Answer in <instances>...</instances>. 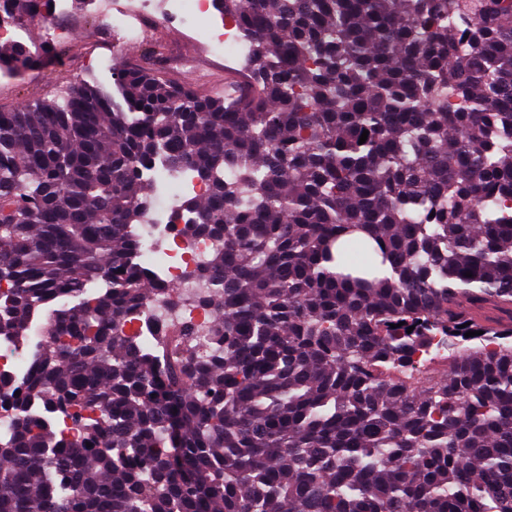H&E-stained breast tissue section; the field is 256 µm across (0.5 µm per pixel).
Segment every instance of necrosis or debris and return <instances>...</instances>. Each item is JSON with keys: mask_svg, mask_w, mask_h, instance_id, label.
Masks as SVG:
<instances>
[{"mask_svg": "<svg viewBox=\"0 0 512 512\" xmlns=\"http://www.w3.org/2000/svg\"><path fill=\"white\" fill-rule=\"evenodd\" d=\"M87 7L113 32L125 38L142 37L148 21L160 18L187 28L205 25L209 36L203 50L207 55L220 58L229 53L242 57L250 51L234 22L225 17L215 18L213 0H88ZM208 193L206 183L184 173L171 172L158 191L161 205L144 211L139 258L152 265L157 255H164L167 278L175 283L176 289L170 294L157 295L149 302L144 318L130 326L134 334L182 336L195 348L207 350L211 312L202 301L208 293V283L188 277L187 272L204 266L218 244L209 238L179 234L171 230L170 222L179 211V196L203 197Z\"/></svg>", "mask_w": 512, "mask_h": 512, "instance_id": "necrosis-or-debris-1", "label": "necrosis or debris"}]
</instances>
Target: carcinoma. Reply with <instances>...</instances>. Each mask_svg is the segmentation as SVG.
<instances>
[{"label":"carcinoma","instance_id":"cac0c4a2","mask_svg":"<svg viewBox=\"0 0 512 512\" xmlns=\"http://www.w3.org/2000/svg\"><path fill=\"white\" fill-rule=\"evenodd\" d=\"M213 2L240 97L123 63L0 112V339L48 337L0 375V512H512V0ZM154 166L209 185L207 359L125 332L173 291L132 261Z\"/></svg>","mask_w":512,"mask_h":512}]
</instances>
